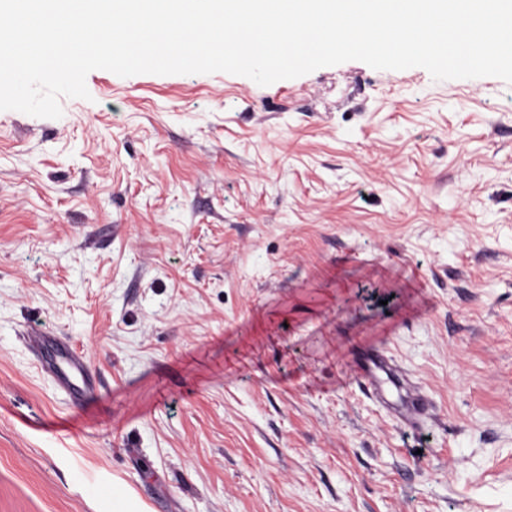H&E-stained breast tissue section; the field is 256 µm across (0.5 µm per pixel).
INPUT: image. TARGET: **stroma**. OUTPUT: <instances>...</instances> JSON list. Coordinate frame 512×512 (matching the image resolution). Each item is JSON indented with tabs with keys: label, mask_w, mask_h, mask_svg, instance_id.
<instances>
[{
	"label": "stroma",
	"mask_w": 512,
	"mask_h": 512,
	"mask_svg": "<svg viewBox=\"0 0 512 512\" xmlns=\"http://www.w3.org/2000/svg\"><path fill=\"white\" fill-rule=\"evenodd\" d=\"M86 86L0 111V512H512V84ZM33 329L100 374L84 405ZM373 365L374 370L372 375L369 374L367 376V383L373 395L384 404L391 402L394 405V409L397 413V419L400 421V423L407 427L418 426L420 424L421 417L424 415L427 408V402L425 398L419 394L408 395L406 392V399L399 395V403L391 401L386 389L384 388L380 377V372L389 373L392 376V384L397 388L398 391H402L404 389V385L400 378L393 373L392 368L384 360L374 362Z\"/></svg>",
	"instance_id": "35a3bbf8"
}]
</instances>
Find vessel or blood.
Listing matches in <instances>:
<instances>
[{
	"instance_id": "vessel-or-blood-1",
	"label": "vessel or blood",
	"mask_w": 512,
	"mask_h": 512,
	"mask_svg": "<svg viewBox=\"0 0 512 512\" xmlns=\"http://www.w3.org/2000/svg\"><path fill=\"white\" fill-rule=\"evenodd\" d=\"M29 341L40 355L42 370L72 403H80L85 394L96 386L94 372L71 344L36 332L30 334ZM393 405L400 423L408 427L418 426L427 408L425 398L418 394L409 395Z\"/></svg>"
}]
</instances>
